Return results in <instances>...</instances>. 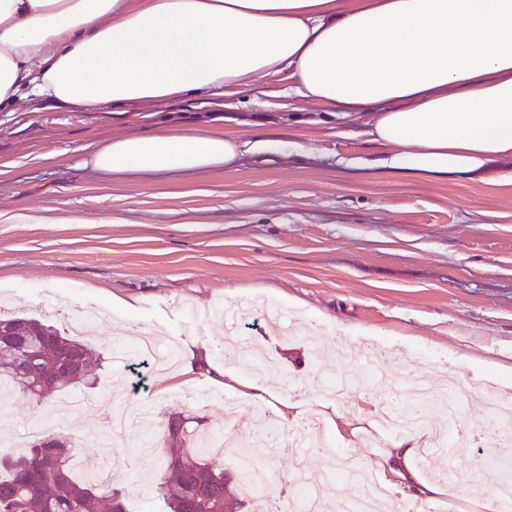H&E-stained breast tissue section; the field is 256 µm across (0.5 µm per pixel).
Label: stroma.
I'll return each instance as SVG.
<instances>
[{"label": "stroma", "instance_id": "obj_1", "mask_svg": "<svg viewBox=\"0 0 512 512\" xmlns=\"http://www.w3.org/2000/svg\"><path fill=\"white\" fill-rule=\"evenodd\" d=\"M271 75L233 96L203 93L155 108L0 112V211L24 208L43 224L0 223V316H29L65 330L96 308L104 329L93 342L100 363L76 392L84 403L58 413L52 434L103 438L81 449L77 476L95 470L125 493L133 512H166L155 489L157 459L114 436L111 423L133 406L153 424L175 412L197 432L223 436L233 470L257 412L304 400L300 421L280 426L268 448L252 449L265 494L295 468L312 474L320 512H343L353 491L336 478V453L372 469L390 496L387 512H486L512 460L490 468L484 453L512 420L496 396L512 394V184L479 179H396L360 168L382 155L360 136L367 119L296 95ZM187 132L206 128L247 142L297 141L305 152L246 151L228 168L109 174L82 164V146L145 135L155 121ZM246 303L236 335L270 353L275 372L229 365L217 304ZM174 345L176 365L158 370L131 352L139 333ZM385 351L387 374L321 412L326 374L351 373L352 347ZM230 366L240 387L188 369L185 351ZM478 381L481 393L449 421L448 378ZM270 388L266 401L248 385ZM56 396L0 404V439L23 453L25 431ZM414 407L431 425H450L452 454L413 457L430 499L390 476L384 462L399 435L362 442L390 405ZM321 435L323 451L290 448L293 432Z\"/></svg>", "mask_w": 512, "mask_h": 512}]
</instances>
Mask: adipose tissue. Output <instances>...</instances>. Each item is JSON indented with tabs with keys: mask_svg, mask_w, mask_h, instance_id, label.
<instances>
[{
	"mask_svg": "<svg viewBox=\"0 0 512 512\" xmlns=\"http://www.w3.org/2000/svg\"><path fill=\"white\" fill-rule=\"evenodd\" d=\"M272 74L369 113L383 173L480 177L512 158V0H0V112L156 105ZM240 149L158 128L85 152L100 171L158 173L225 166Z\"/></svg>",
	"mask_w": 512,
	"mask_h": 512,
	"instance_id": "1",
	"label": "adipose tissue"
}]
</instances>
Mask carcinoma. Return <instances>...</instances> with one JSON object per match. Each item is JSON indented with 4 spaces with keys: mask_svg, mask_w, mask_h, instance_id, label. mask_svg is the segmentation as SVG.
<instances>
[{
    "mask_svg": "<svg viewBox=\"0 0 512 512\" xmlns=\"http://www.w3.org/2000/svg\"><path fill=\"white\" fill-rule=\"evenodd\" d=\"M0 329L16 332L0 338V348H16L31 337L46 346L35 376L18 356L0 354V396L40 401L49 392L76 387L72 375L84 377L97 361L92 342L76 339L36 318L0 319ZM189 418L171 414L164 423V462L156 474L157 491L168 512H229L242 503L233 486L247 483L253 468L237 462V475L224 470V456L205 445V437L188 426ZM76 440L46 435L21 456L0 455V512H128L125 494L95 478L78 480L73 461Z\"/></svg>",
    "mask_w": 512,
    "mask_h": 512,
    "instance_id": "1",
    "label": "carcinoma"
}]
</instances>
